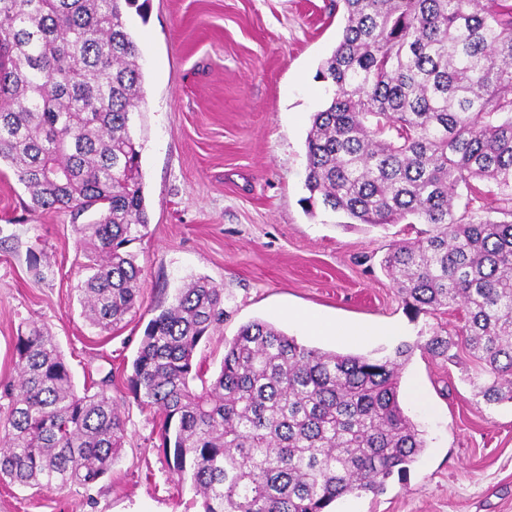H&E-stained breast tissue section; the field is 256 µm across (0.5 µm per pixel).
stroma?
I'll return each mask as SVG.
<instances>
[{"mask_svg": "<svg viewBox=\"0 0 512 512\" xmlns=\"http://www.w3.org/2000/svg\"><path fill=\"white\" fill-rule=\"evenodd\" d=\"M335 4L148 0L144 15L128 12L145 76L137 133L149 226L131 246L143 270L139 306L112 331L83 316L77 286L87 258L69 213L31 210L12 169L0 166V381L15 375L19 328L42 326L76 389L111 376L125 421L120 458L92 489L0 482V512H197L190 484L169 469L158 416L127 378L156 306L198 277L224 290V323L196 353L210 377L226 342L254 320L342 354L413 345L399 402L426 447L404 479L341 499L337 512H512V402L476 400L468 356L446 362L418 348L419 337L457 331L461 314L410 316L380 267L391 241L415 238L416 228L305 209L306 135L329 99L315 74L341 37ZM302 312L381 334L356 343L321 336L303 329ZM411 386L420 400L408 398Z\"/></svg>", "mask_w": 512, "mask_h": 512, "instance_id": "stroma-1", "label": "stroma"}]
</instances>
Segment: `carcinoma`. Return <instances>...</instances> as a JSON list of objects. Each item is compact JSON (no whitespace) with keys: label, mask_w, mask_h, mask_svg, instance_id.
<instances>
[{"label":"carcinoma","mask_w":512,"mask_h":512,"mask_svg":"<svg viewBox=\"0 0 512 512\" xmlns=\"http://www.w3.org/2000/svg\"><path fill=\"white\" fill-rule=\"evenodd\" d=\"M338 2L344 25L316 74L330 100L307 133L304 202L358 224L427 225L390 244L381 267L407 313H463L455 334L421 348L444 361L468 351L480 365L474 396L512 401V3ZM132 7L144 15L138 0H0V162L33 209L98 215L77 228L89 260L79 297L103 332L137 305L142 268L128 246L149 224L131 132L143 97ZM463 188L469 205L494 197L497 216L457 214ZM223 304L205 278L178 289L148 322L127 379L201 512H332L407 474L425 448L398 400L413 346L340 354L255 320L208 382L195 354L224 322ZM14 368L0 383V481L91 489L124 444L112 378L78 393L36 325L18 331Z\"/></svg>","instance_id":"obj_1"}]
</instances>
